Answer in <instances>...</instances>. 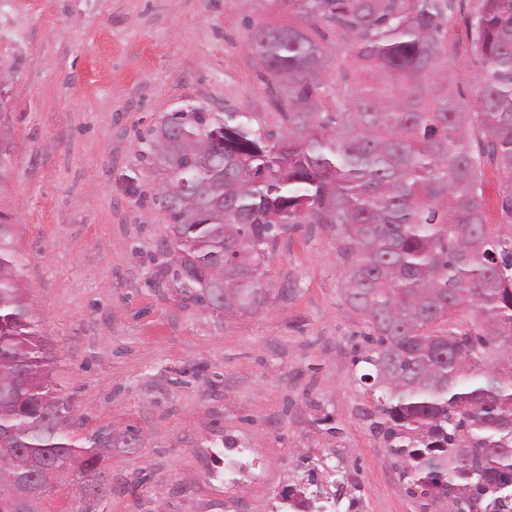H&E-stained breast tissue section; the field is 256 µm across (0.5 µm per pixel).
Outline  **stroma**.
Here are the masks:
<instances>
[{
	"label": "stroma",
	"mask_w": 512,
	"mask_h": 512,
	"mask_svg": "<svg viewBox=\"0 0 512 512\" xmlns=\"http://www.w3.org/2000/svg\"><path fill=\"white\" fill-rule=\"evenodd\" d=\"M451 0L448 63L470 100L482 68ZM266 0H0V72L11 140L0 211L12 217L55 389L82 438L138 427L113 451L97 512H272L316 478L355 512H448L399 480L371 429L375 394L355 379L367 328L345 304L334 234L302 224L267 260L255 313L185 304L151 260L163 220L141 138L166 113L263 112L249 21ZM486 221L512 222V181L481 165Z\"/></svg>",
	"instance_id": "stroma-1"
}]
</instances>
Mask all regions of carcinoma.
<instances>
[{"label": "carcinoma", "instance_id": "obj_1", "mask_svg": "<svg viewBox=\"0 0 512 512\" xmlns=\"http://www.w3.org/2000/svg\"><path fill=\"white\" fill-rule=\"evenodd\" d=\"M287 20L251 24L248 49L272 107L188 108L142 137L164 237L152 261L185 303L258 312L279 236L321 224L336 236L344 300L375 337L356 381L377 394L372 427L406 491L512 512V224H486L480 158L512 177V0H478L484 68L470 103L448 68V0H270ZM346 42L344 84L328 47ZM486 140L472 145L474 130ZM0 212V486L41 500L67 470L82 499L112 491L103 467L139 429L78 439L68 398L20 279ZM465 312L470 322L456 317ZM288 490L275 512H316Z\"/></svg>", "mask_w": 512, "mask_h": 512}]
</instances>
